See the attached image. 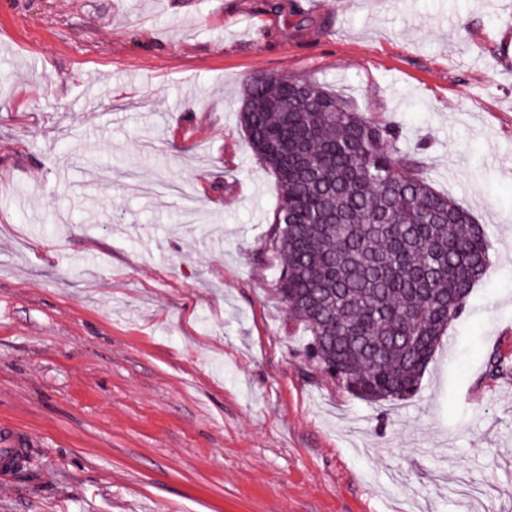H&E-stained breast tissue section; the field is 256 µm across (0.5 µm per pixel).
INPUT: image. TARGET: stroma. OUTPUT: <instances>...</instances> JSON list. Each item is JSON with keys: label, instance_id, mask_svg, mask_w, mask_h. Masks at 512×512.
I'll return each instance as SVG.
<instances>
[{"label": "stroma", "instance_id": "stroma-1", "mask_svg": "<svg viewBox=\"0 0 512 512\" xmlns=\"http://www.w3.org/2000/svg\"><path fill=\"white\" fill-rule=\"evenodd\" d=\"M254 73L424 144L486 277L410 399L329 379L260 253ZM0 512H512V0H0ZM31 441L32 436L29 433L14 425L5 423L0 425V443L4 447L3 449L1 448V454L4 453L13 458L18 453L14 448H28Z\"/></svg>", "mask_w": 512, "mask_h": 512}]
</instances>
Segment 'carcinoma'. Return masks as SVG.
<instances>
[{"instance_id":"obj_1","label":"carcinoma","mask_w":512,"mask_h":512,"mask_svg":"<svg viewBox=\"0 0 512 512\" xmlns=\"http://www.w3.org/2000/svg\"><path fill=\"white\" fill-rule=\"evenodd\" d=\"M239 118L279 185L264 255L306 354L362 400L409 398L487 273L483 225L433 188L396 124L315 81L251 75Z\"/></svg>"}]
</instances>
